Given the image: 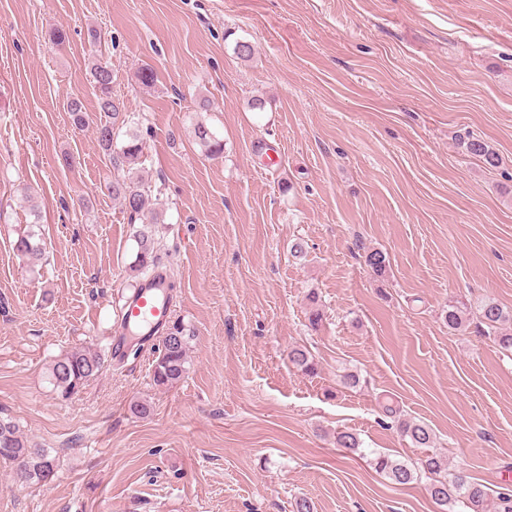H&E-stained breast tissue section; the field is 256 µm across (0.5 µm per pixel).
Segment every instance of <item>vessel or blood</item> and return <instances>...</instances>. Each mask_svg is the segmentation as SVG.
Returning a JSON list of instances; mask_svg holds the SVG:
<instances>
[{
  "label": "vessel or blood",
  "instance_id": "1",
  "mask_svg": "<svg viewBox=\"0 0 512 512\" xmlns=\"http://www.w3.org/2000/svg\"><path fill=\"white\" fill-rule=\"evenodd\" d=\"M174 305L168 268L158 264L138 288L121 296L119 326L112 340L113 360L125 363L136 337L150 341L163 335L171 324Z\"/></svg>",
  "mask_w": 512,
  "mask_h": 512
}]
</instances>
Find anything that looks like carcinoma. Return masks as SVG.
Returning <instances> with one entry per match:
<instances>
[{"instance_id":"cac0c4a2","label":"carcinoma","mask_w":512,"mask_h":512,"mask_svg":"<svg viewBox=\"0 0 512 512\" xmlns=\"http://www.w3.org/2000/svg\"><path fill=\"white\" fill-rule=\"evenodd\" d=\"M91 74L97 92L98 110L110 117V120L96 126L99 145L111 163L125 171L123 180L112 183V198L119 201L128 214L130 223L146 220L150 224H156L159 221L158 213L153 212L151 216H146L150 205L149 194L138 175L143 153L141 118L135 112L125 111L124 105L114 96L113 73L108 64H93ZM194 135L196 144L204 155L212 156L223 152V141L206 125L196 124ZM463 146L467 153L482 159L487 167H498V154L481 137L470 136L463 142ZM134 241L136 255L130 270L138 277L150 271L162 244L146 228L135 231ZM355 247L376 277L386 276L389 261L382 251L366 246L360 239L356 240ZM14 250L31 265L38 263L43 253L42 244L35 241L31 234L18 236L14 242ZM442 316L448 330L460 331L466 326L468 307L458 301H450ZM477 318L484 326L485 335L492 338L501 349L512 350V310L508 311L494 301H484L478 306ZM188 340L185 328L178 321L173 322L161 337V349L153 368V382L156 386L171 387L184 378ZM289 360L304 374L312 373L316 369L311 353L304 347L294 348L289 354ZM101 368V358L98 355L85 349H75L54 360L50 373L56 390L61 396L69 397L97 376ZM382 412L413 445L418 448L432 447L434 437L429 427L401 418L399 409L388 402L382 405ZM336 445L352 452L360 451L357 434L349 430L336 433ZM0 462L14 467L15 476L24 468L30 469L27 481L29 485L46 482L55 470V460L44 449L33 447L14 422L3 418H0ZM371 462L376 470L395 485L407 486L423 478L428 479L427 491L432 500L441 507L446 508L460 502L468 512H512L511 493L499 492L492 497L480 483L469 481L461 475L448 477V460L436 452L426 454L415 467L381 452L374 454Z\"/></svg>"}]
</instances>
